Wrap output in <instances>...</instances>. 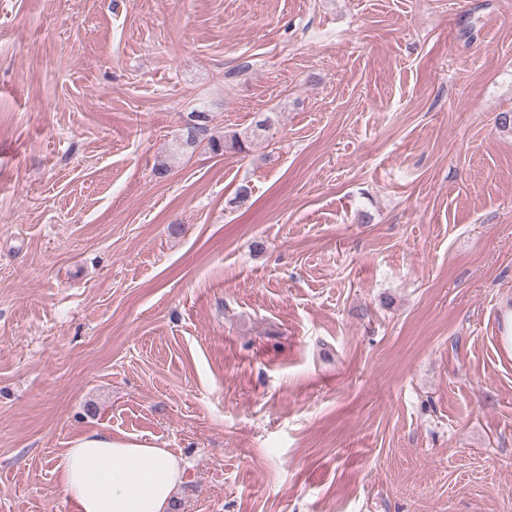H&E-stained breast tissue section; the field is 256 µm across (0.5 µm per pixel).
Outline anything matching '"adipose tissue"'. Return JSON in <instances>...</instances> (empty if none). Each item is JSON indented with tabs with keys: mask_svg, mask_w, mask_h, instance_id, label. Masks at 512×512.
Listing matches in <instances>:
<instances>
[{
	"mask_svg": "<svg viewBox=\"0 0 512 512\" xmlns=\"http://www.w3.org/2000/svg\"><path fill=\"white\" fill-rule=\"evenodd\" d=\"M57 468L77 512H170L184 473L168 449L100 431L75 439Z\"/></svg>",
	"mask_w": 512,
	"mask_h": 512,
	"instance_id": "obj_1",
	"label": "adipose tissue"
}]
</instances>
